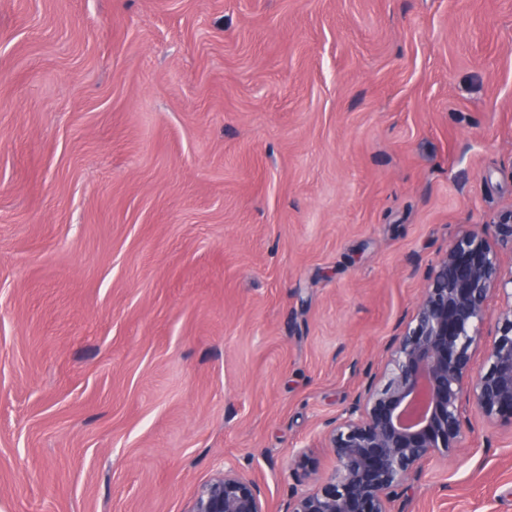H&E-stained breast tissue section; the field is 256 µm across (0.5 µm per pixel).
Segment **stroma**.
Returning <instances> with one entry per match:
<instances>
[{
	"mask_svg": "<svg viewBox=\"0 0 512 512\" xmlns=\"http://www.w3.org/2000/svg\"><path fill=\"white\" fill-rule=\"evenodd\" d=\"M511 208L512 0H0V512H282ZM407 498L512 512V429ZM190 512H267L261 488L234 470L213 477L198 493Z\"/></svg>",
	"mask_w": 512,
	"mask_h": 512,
	"instance_id": "1",
	"label": "stroma"
}]
</instances>
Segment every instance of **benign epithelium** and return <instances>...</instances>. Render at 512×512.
Returning a JSON list of instances; mask_svg holds the SVG:
<instances>
[{
    "instance_id": "obj_1",
    "label": "benign epithelium",
    "mask_w": 512,
    "mask_h": 512,
    "mask_svg": "<svg viewBox=\"0 0 512 512\" xmlns=\"http://www.w3.org/2000/svg\"><path fill=\"white\" fill-rule=\"evenodd\" d=\"M512 209L485 231L465 229L432 265L410 319L388 344L379 378L370 377L348 415L325 423L322 447L334 473L295 495L285 512H404L395 503L426 462L457 451L470 414L512 428ZM505 304L483 335L489 298ZM191 512H266L258 483L229 469L207 482Z\"/></svg>"
}]
</instances>
